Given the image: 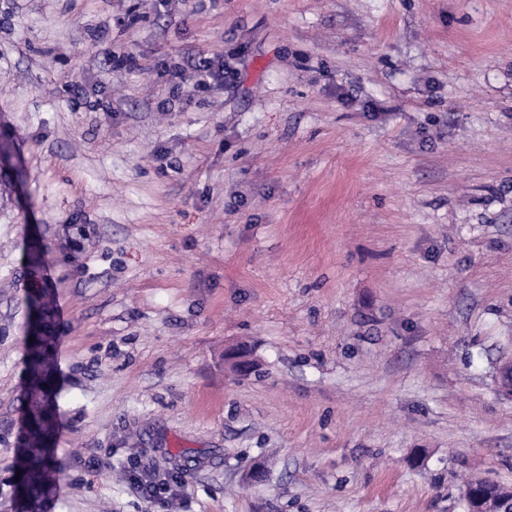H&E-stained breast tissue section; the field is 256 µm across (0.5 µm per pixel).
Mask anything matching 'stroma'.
I'll return each mask as SVG.
<instances>
[{
  "label": "stroma",
  "mask_w": 512,
  "mask_h": 512,
  "mask_svg": "<svg viewBox=\"0 0 512 512\" xmlns=\"http://www.w3.org/2000/svg\"><path fill=\"white\" fill-rule=\"evenodd\" d=\"M218 59L233 78L199 85ZM0 140V512L32 288L40 512H169L134 460L179 512L512 486V0H0ZM242 341L258 374L224 362ZM27 384L43 394L44 404L35 401L27 415V448L18 458L17 470L21 472L19 487L26 489L25 500L38 504L43 489L54 471L52 448L47 439L52 438V371L49 336L30 342L26 336ZM146 465H140L133 469H127V475L130 483L137 490L140 496L146 500L153 502L160 498L163 492H168L169 487L163 488L162 484L154 481L152 472Z\"/></svg>",
  "instance_id": "obj_1"
}]
</instances>
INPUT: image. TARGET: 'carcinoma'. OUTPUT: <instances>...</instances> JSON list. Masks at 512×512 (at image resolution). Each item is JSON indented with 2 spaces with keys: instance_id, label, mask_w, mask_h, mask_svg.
I'll use <instances>...</instances> for the list:
<instances>
[{
  "instance_id": "1",
  "label": "carcinoma",
  "mask_w": 512,
  "mask_h": 512,
  "mask_svg": "<svg viewBox=\"0 0 512 512\" xmlns=\"http://www.w3.org/2000/svg\"><path fill=\"white\" fill-rule=\"evenodd\" d=\"M27 384L43 394V401H37L27 415V448L18 458L17 470L21 472L18 485L26 489L25 499L38 503L43 489L54 471L52 449L48 439L52 437V371L49 337L27 342ZM225 358L242 375L256 371L257 364L245 346L229 349Z\"/></svg>"
}]
</instances>
